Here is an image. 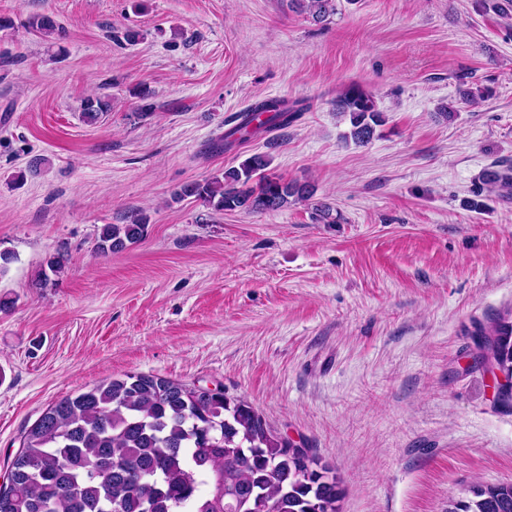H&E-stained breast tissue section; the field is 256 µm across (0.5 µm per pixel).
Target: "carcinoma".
Returning <instances> with one entry per match:
<instances>
[{"mask_svg": "<svg viewBox=\"0 0 512 512\" xmlns=\"http://www.w3.org/2000/svg\"><path fill=\"white\" fill-rule=\"evenodd\" d=\"M315 22L335 0H290ZM26 27L42 36L63 29L47 15ZM349 116L350 136L366 144L381 122L374 97L352 84L336 97ZM109 100L89 98L83 115L94 123ZM304 105L264 99L238 116L214 148L241 147L262 132L284 129ZM270 159L253 154L222 176L187 182L174 197H194L217 212L277 211L307 200L314 187L268 172ZM148 218L134 210L101 228L98 249L118 252L140 242ZM473 336L492 339L496 364L512 378V312L477 324ZM448 512H512V482L478 485ZM334 469L310 448H294L249 403L221 391L145 374H125L63 397L21 437L0 512H339Z\"/></svg>", "mask_w": 512, "mask_h": 512, "instance_id": "carcinoma-1", "label": "carcinoma"}]
</instances>
